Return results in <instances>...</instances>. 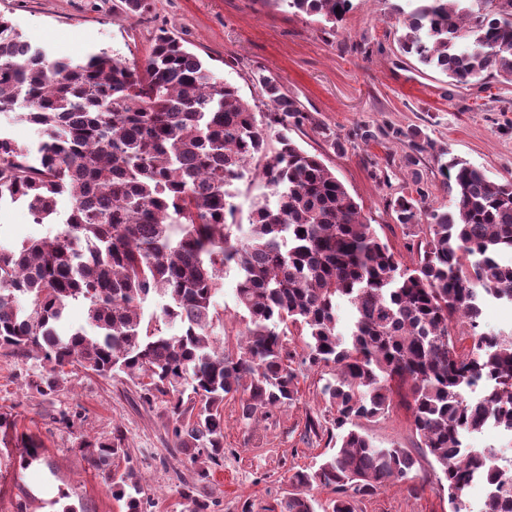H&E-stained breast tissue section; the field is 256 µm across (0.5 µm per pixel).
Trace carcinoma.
Wrapping results in <instances>:
<instances>
[{"mask_svg": "<svg viewBox=\"0 0 512 512\" xmlns=\"http://www.w3.org/2000/svg\"><path fill=\"white\" fill-rule=\"evenodd\" d=\"M279 2L332 25L353 9V0ZM418 2L403 53L458 84L492 69L512 82V0ZM257 81L270 106L260 116L166 31L141 62L102 51L74 63L0 16V112L21 107L40 134L33 150L0 136V202L22 197L41 223L69 200L57 234L0 248V348L40 362L26 385L41 396L64 389L70 366L122 373L144 402L166 404L173 447L194 467L180 480L183 512L214 510L206 484L224 459V400L238 398L244 420L290 406L298 356L329 371L321 392L338 442L289 478L279 512H317L314 489L335 494L328 512H356L391 483L418 495L425 481L413 457L375 445L360 426L396 396L447 481L451 512H462L475 479L490 485L485 512H512V467L488 472L485 453L464 449L490 423L512 432V333L476 331L482 300L512 304V183L453 157L441 164L448 205L426 208L420 187L397 196L398 223L421 237L414 267L402 269L335 174L290 136L313 118L274 78ZM255 177L265 191L242 224L236 184ZM231 270L245 339L226 355L214 329ZM153 295L164 303L147 317ZM73 301L86 304L88 328L62 334ZM340 301L354 309L344 331ZM456 317L475 329L468 345L452 332ZM288 324L305 331L300 354L284 343ZM480 381L483 395L466 397ZM79 448L126 512H148L121 431ZM40 456V443L22 439L23 465Z\"/></svg>", "mask_w": 512, "mask_h": 512, "instance_id": "cac0c4a2", "label": "carcinoma"}]
</instances>
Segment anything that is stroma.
Listing matches in <instances>:
<instances>
[{"mask_svg": "<svg viewBox=\"0 0 512 512\" xmlns=\"http://www.w3.org/2000/svg\"><path fill=\"white\" fill-rule=\"evenodd\" d=\"M393 0H354L336 27L282 7L277 0H152L151 10L128 17L122 0H0V14L32 45L55 58L80 61L104 51L119 60L144 59L155 35L167 30L198 55L241 96L268 109L255 81L257 72L274 77L288 95L314 116L292 134L306 152L318 155L360 205L368 224L404 266L407 229L398 224L392 199L420 186L426 204L448 202L439 149L485 171L495 181H512V83L497 71L472 85L454 86L436 71L421 70L401 54L404 17ZM418 129L429 149L413 153L394 130ZM339 136L342 150L330 147ZM69 209L61 200L54 221L35 223L27 208L0 207V244L17 247L52 235ZM41 366L33 359L0 353V413L16 428L0 442V512H122L78 446L80 437L108 438L121 428L143 483L154 499L152 512H183L180 478H191L188 457L173 448V424L164 404L147 405L125 377L70 374L64 391L43 397L27 390L28 375ZM294 405L269 417L244 421L240 405L224 402V462L210 483L215 512L268 508L291 489L289 478L319 462L326 435L307 431V418L328 416L320 375L299 376ZM72 415V429L57 422ZM365 429L375 444L406 449L425 476L424 493L410 497L399 486L360 500L359 512H450L447 483L434 459L420 446L411 413L403 404ZM43 448L42 459L21 468L22 437Z\"/></svg>", "mask_w": 512, "mask_h": 512, "instance_id": "obj_1", "label": "stroma"}]
</instances>
